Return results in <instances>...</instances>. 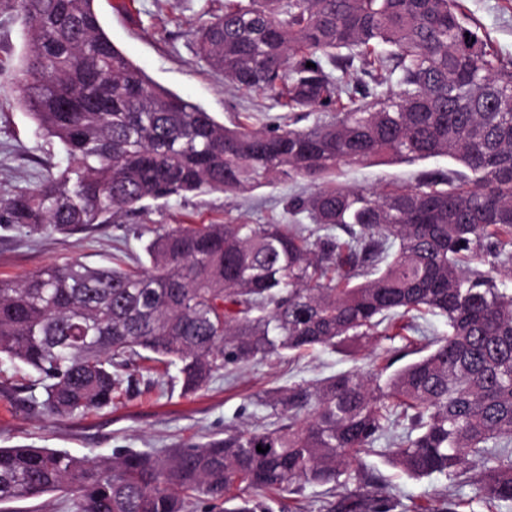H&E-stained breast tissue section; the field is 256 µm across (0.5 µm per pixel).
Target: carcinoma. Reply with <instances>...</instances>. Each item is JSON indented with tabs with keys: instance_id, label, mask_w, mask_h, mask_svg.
Returning a JSON list of instances; mask_svg holds the SVG:
<instances>
[{
	"instance_id": "carcinoma-1",
	"label": "carcinoma",
	"mask_w": 512,
	"mask_h": 512,
	"mask_svg": "<svg viewBox=\"0 0 512 512\" xmlns=\"http://www.w3.org/2000/svg\"><path fill=\"white\" fill-rule=\"evenodd\" d=\"M1 6L27 42L14 91L69 160L0 200V224L31 235L382 157L461 169L375 188L331 182L288 201V214L340 235L161 225L147 269L72 261L0 278V359L35 371L41 405L62 416L112 406L130 365L174 366L195 393L229 364L389 339L423 314L448 326L418 359L395 369L389 357L385 378L355 368L267 396L283 419L274 429L101 460L0 448V505L60 491L71 512H194L202 496L210 512H269L232 490H333L401 423L392 466L415 480L477 466L487 512L512 501V60L458 0H224L193 31L195 52L288 108L262 129L226 126L155 83L112 43L94 0ZM328 512L391 505L372 495Z\"/></svg>"
}]
</instances>
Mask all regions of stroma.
Masks as SVG:
<instances>
[{
  "label": "stroma",
  "mask_w": 512,
  "mask_h": 512,
  "mask_svg": "<svg viewBox=\"0 0 512 512\" xmlns=\"http://www.w3.org/2000/svg\"><path fill=\"white\" fill-rule=\"evenodd\" d=\"M460 2L492 47L512 58V0ZM94 6L104 31L126 57L155 82L199 105L224 125L240 120L260 127L283 114V107L272 98L237 89L196 56L190 32L209 14L222 12L224 0H95ZM25 53L20 15L0 9V198L35 184L47 165L63 167L68 163L55 140L36 132L27 109L12 90ZM448 168L444 158L415 164L377 159L342 166L336 178L369 187ZM313 187L307 180L297 184L281 181L234 196L191 194L150 206L125 223L106 224L72 236L51 232L32 236L0 226V277L21 280L45 266L74 260L108 266L114 258L142 254V230L161 224H288L292 221L286 209L289 196ZM446 331L443 319L431 317L422 322L420 331H405L391 340L377 337L342 350H318L300 357L285 354L230 365L205 389L191 395L183 394L175 376L162 378L144 371L138 386L121 390L111 407L77 416L51 415L39 408L44 394L35 374L5 361L0 363V448H54L103 458L128 448H184L223 438L225 431L245 424L271 428L277 419L262 403L269 393L355 367L380 371L386 351L403 350L422 337ZM360 468L377 476L370 492L388 499L392 512H414L419 505L442 512L450 499L458 503L456 512H486L483 503L474 501L471 484L442 475L414 480L378 455L363 458ZM358 491V480L351 478L332 494L325 487L309 485L298 494H274L268 505L272 512H325L332 497Z\"/></svg>",
  "instance_id": "35a3bbf8"
}]
</instances>
